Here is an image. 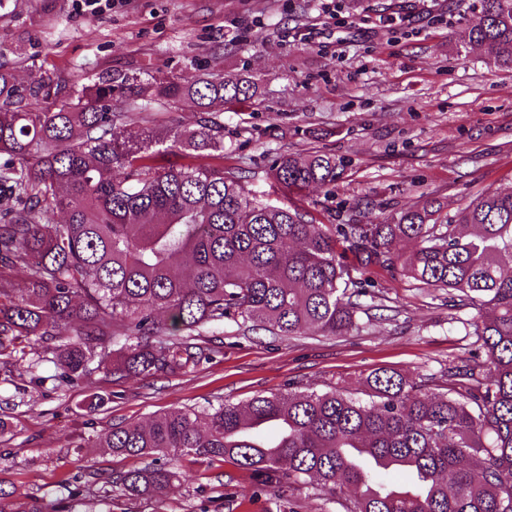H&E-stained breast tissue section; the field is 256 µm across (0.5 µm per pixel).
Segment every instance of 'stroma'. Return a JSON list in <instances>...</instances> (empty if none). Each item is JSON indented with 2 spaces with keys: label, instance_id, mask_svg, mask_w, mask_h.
<instances>
[{
  "label": "stroma",
  "instance_id": "35a3bbf8",
  "mask_svg": "<svg viewBox=\"0 0 512 512\" xmlns=\"http://www.w3.org/2000/svg\"><path fill=\"white\" fill-rule=\"evenodd\" d=\"M480 0H6L0 62L19 83L49 71L96 80L163 72L179 78L251 75L255 101L223 111L224 167L255 195L273 192L278 157L319 151L336 158L335 182L289 194L317 224H379L434 200L455 215L486 193L512 190V68L462 44ZM377 298L358 327L336 336L242 332L224 324V348L176 377L97 374L60 387L43 364L39 380L0 357V483L14 485L0 512H62L66 479L81 469L105 478L146 458L81 447L113 425L145 422L174 407L247 404L288 390L340 384L365 398L364 378L401 372L437 393L476 338L480 302H450L399 271L368 266ZM110 403L90 410L95 393ZM184 479L166 496L119 493L72 503L71 512H345L316 482H264L230 460L177 462Z\"/></svg>",
  "mask_w": 512,
  "mask_h": 512
}]
</instances>
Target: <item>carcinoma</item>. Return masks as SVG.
<instances>
[{"label": "carcinoma", "mask_w": 512, "mask_h": 512, "mask_svg": "<svg viewBox=\"0 0 512 512\" xmlns=\"http://www.w3.org/2000/svg\"><path fill=\"white\" fill-rule=\"evenodd\" d=\"M464 40L512 67V0H481ZM257 96L243 74L67 82L44 72L21 85L0 64V188L16 202L0 210V274L21 269L27 281L17 294L0 288V357L25 360L22 343L35 338L62 385L101 369L118 379L177 375L217 353L195 340L226 320L282 337L347 333L373 287L364 269L398 268L487 306L473 323L481 344L448 372L445 392L428 395L379 368L364 380L367 401L338 384L258 396L244 409L176 407L82 447L152 457L108 481L130 499L167 494L179 480L172 460L191 456L230 459L269 481L314 478L331 495L351 488L346 512H512V191L454 220L431 200L382 224H314L278 197L252 195L221 165L151 163L176 151L224 158V122L211 106ZM31 99L42 103L36 112ZM185 100L201 109L197 127L155 132L153 113ZM336 175V158L318 153L283 156L273 169L285 192ZM404 240L417 243L406 257ZM41 364L28 360L26 372ZM391 464L408 484L386 479Z\"/></svg>", "instance_id": "1"}]
</instances>
